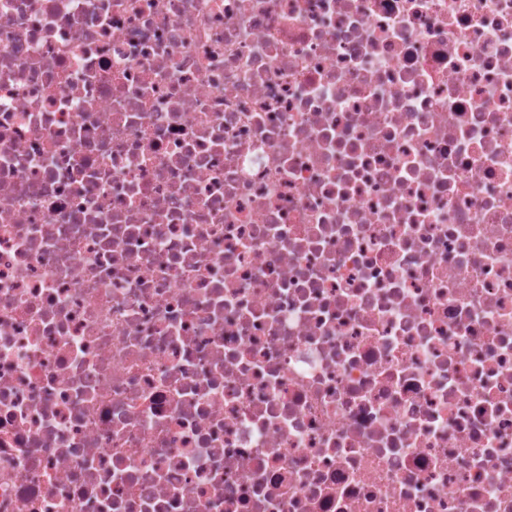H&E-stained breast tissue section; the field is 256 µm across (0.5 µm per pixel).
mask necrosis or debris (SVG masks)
<instances>
[{"instance_id":"4bbe7bcc","label":"necrosis or debris","mask_w":512,"mask_h":512,"mask_svg":"<svg viewBox=\"0 0 512 512\" xmlns=\"http://www.w3.org/2000/svg\"><path fill=\"white\" fill-rule=\"evenodd\" d=\"M0 512H512V0H0Z\"/></svg>"}]
</instances>
